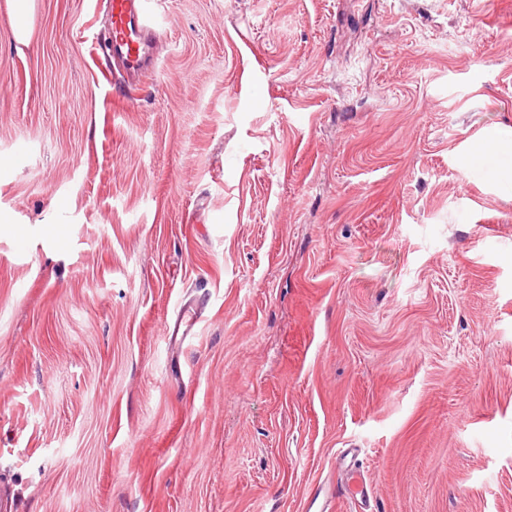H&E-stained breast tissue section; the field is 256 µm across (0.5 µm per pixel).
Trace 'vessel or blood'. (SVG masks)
Masks as SVG:
<instances>
[{"label":"vessel or blood","instance_id":"obj_1","mask_svg":"<svg viewBox=\"0 0 512 512\" xmlns=\"http://www.w3.org/2000/svg\"><path fill=\"white\" fill-rule=\"evenodd\" d=\"M152 0H108L110 32L99 51L103 58L122 61L129 72L141 69L145 55L143 31L153 29L157 18L152 12Z\"/></svg>","mask_w":512,"mask_h":512}]
</instances>
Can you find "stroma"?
Segmentation results:
<instances>
[{
    "label": "stroma",
    "mask_w": 512,
    "mask_h": 512,
    "mask_svg": "<svg viewBox=\"0 0 512 512\" xmlns=\"http://www.w3.org/2000/svg\"><path fill=\"white\" fill-rule=\"evenodd\" d=\"M0 0L14 512H512V0ZM11 5V36L19 44H28L31 37V19L34 0H9ZM153 0H108L110 32L104 44H99L103 59L122 61L127 70L138 73L145 55L142 33L153 30L157 18L150 4ZM504 148L510 150V169L504 171L502 177L509 180L511 182L510 186H512V139L502 142L499 138L481 143L473 149L472 156L491 154L500 157L503 154Z\"/></svg>",
    "instance_id": "stroma-1"
}]
</instances>
